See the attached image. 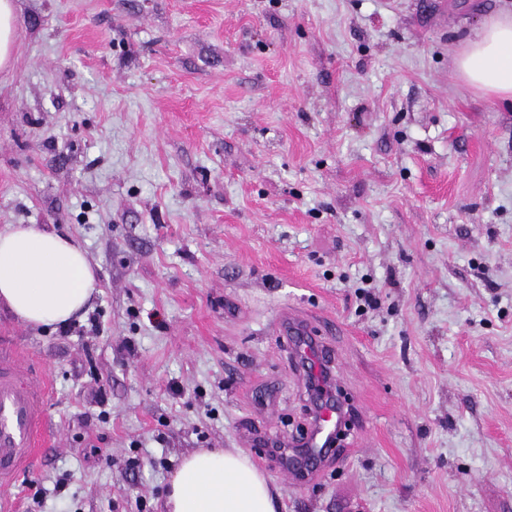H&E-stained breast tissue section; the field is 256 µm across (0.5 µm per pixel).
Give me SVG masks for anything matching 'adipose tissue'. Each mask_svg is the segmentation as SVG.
Listing matches in <instances>:
<instances>
[{
	"label": "adipose tissue",
	"instance_id": "1",
	"mask_svg": "<svg viewBox=\"0 0 512 512\" xmlns=\"http://www.w3.org/2000/svg\"><path fill=\"white\" fill-rule=\"evenodd\" d=\"M472 90L512 100V7L465 38L456 59ZM98 282L82 248L33 224L0 230V305L24 324L58 328L79 318ZM165 512H277L266 476L238 450L203 449L171 474Z\"/></svg>",
	"mask_w": 512,
	"mask_h": 512
}]
</instances>
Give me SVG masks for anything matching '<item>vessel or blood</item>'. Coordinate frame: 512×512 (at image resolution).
I'll return each instance as SVG.
<instances>
[{
    "label": "vessel or blood",
    "mask_w": 512,
    "mask_h": 512,
    "mask_svg": "<svg viewBox=\"0 0 512 512\" xmlns=\"http://www.w3.org/2000/svg\"><path fill=\"white\" fill-rule=\"evenodd\" d=\"M285 332L295 335V353L315 366L320 384L334 382L330 352L319 349L308 337L309 325L298 313L282 316ZM339 412L332 404L321 405L308 436L300 440L303 453L319 457L331 446ZM48 420L46 372L22 350L0 349V486L9 484L33 462ZM302 453V454H303Z\"/></svg>",
    "instance_id": "obj_1"
}]
</instances>
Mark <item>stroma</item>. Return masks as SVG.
Returning <instances> with one entry per match:
<instances>
[{"label": "stroma", "mask_w": 512, "mask_h": 512, "mask_svg": "<svg viewBox=\"0 0 512 512\" xmlns=\"http://www.w3.org/2000/svg\"><path fill=\"white\" fill-rule=\"evenodd\" d=\"M0 225L75 238L100 282L51 372L52 439L12 512H161L238 448L279 512H512V104L455 58L502 0H15ZM334 356L335 454L290 480ZM101 448L106 458L92 456ZM281 326L285 332L292 336H302L295 340L296 356L308 365H314L317 369V379L320 384L331 386L334 383V376L331 370V353L319 349L310 339L309 325L298 313L288 311V316H281Z\"/></svg>", "instance_id": "stroma-1"}]
</instances>
